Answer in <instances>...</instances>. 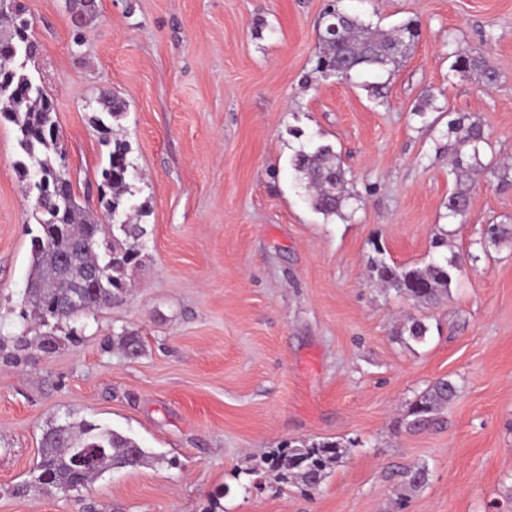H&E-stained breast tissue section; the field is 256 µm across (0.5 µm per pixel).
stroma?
<instances>
[{
  "label": "stroma",
  "mask_w": 512,
  "mask_h": 512,
  "mask_svg": "<svg viewBox=\"0 0 512 512\" xmlns=\"http://www.w3.org/2000/svg\"><path fill=\"white\" fill-rule=\"evenodd\" d=\"M23 3L39 45L26 71L55 100L79 203L103 219L99 170L123 142L146 234L126 298L41 348L25 295L37 227L0 120V512H393L420 463L428 481L402 512H512V244L480 247L512 224V184L480 173L467 215L446 208L459 115L489 140L482 162L512 166V0H340L380 33L420 26L376 89L317 72L329 0H96L80 27L66 0ZM476 50L494 86L453 67ZM105 92L125 104L107 135L93 122ZM305 143L343 164L339 215L306 198L292 167ZM443 230L464 272L441 302L374 282L376 253L424 267ZM124 334L140 355L117 348ZM441 378L460 390L439 425L399 427ZM81 419L148 461L43 489L44 429ZM324 439L348 454L316 491L246 474ZM506 242L512 243V225L491 224L486 230L481 246L487 252L490 248H498Z\"/></svg>",
  "instance_id": "35a3bbf8"
}]
</instances>
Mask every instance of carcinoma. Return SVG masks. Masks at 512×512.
<instances>
[{
    "label": "carcinoma",
    "mask_w": 512,
    "mask_h": 512,
    "mask_svg": "<svg viewBox=\"0 0 512 512\" xmlns=\"http://www.w3.org/2000/svg\"><path fill=\"white\" fill-rule=\"evenodd\" d=\"M415 35L416 29L412 27L396 34L378 35L359 17L347 13L336 43L325 40L327 29L319 33L321 57L330 65L329 71L350 80L355 75L376 73L398 63L404 53L405 39ZM13 45L24 46L32 57L38 51L31 27L17 14L7 19L5 29L0 30V56ZM455 65L480 73L488 87L497 82L496 73L477 52L457 56ZM30 82L32 78L24 69L0 66V104H5V108H0V118L16 128L19 154L14 168L20 180L31 186L36 167L41 179L48 181V188L33 197L31 207L38 226L37 238H51L52 246L43 248L31 241L28 301L38 316L54 312L55 320L61 322L109 307L127 294L125 272L138 261V241L145 230L132 223L139 210L125 198L130 167L128 149L116 143L100 169V177L109 190L104 208L112 221V242L106 243L102 253L78 252L80 243L90 236L99 237L103 227L77 202L70 180L60 167L63 147L53 120L54 98L42 87L25 92ZM101 105V115L95 121L108 134L112 127L107 121L119 120L124 104L108 97L101 100ZM449 130L454 134L455 157L450 174L456 188L448 195L447 209L448 216L455 218L465 216L469 209V182L476 166H484L493 175L496 170L480 160L487 139L478 123H467L460 117L451 121ZM293 167L308 191L314 210L326 216L340 213L346 200V172L331 147L300 148L295 153ZM506 242L512 243V225L491 224L481 246L487 252ZM109 257L111 274L95 282L84 279L85 269ZM370 269L379 284L421 305H431L448 296V288L460 271L455 259L445 257L434 258L423 268L398 266L377 257L371 259ZM73 293L80 295L79 309L63 304L64 297ZM458 393L457 383L444 378L435 381L411 404L405 417L406 427L419 430L433 424L436 415ZM41 443L39 475L35 480L42 482L41 475L46 474L51 478L49 486L61 492L69 491L70 484L77 480L87 485L109 470L136 469L149 458L147 450L132 438L91 422L77 426L51 425L43 432ZM346 455L347 448L338 441H300L272 451L265 460L266 472L281 487L296 485L307 491L315 490ZM427 479V466H414L402 473L403 490L417 491Z\"/></svg>",
    "instance_id": "1"
}]
</instances>
